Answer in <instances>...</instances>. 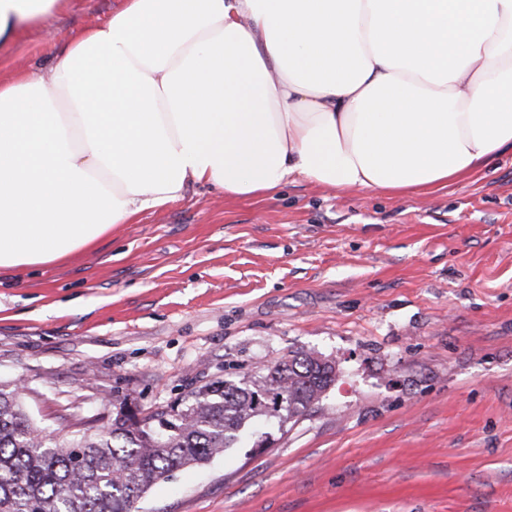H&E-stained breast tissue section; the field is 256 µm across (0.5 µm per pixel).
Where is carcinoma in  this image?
Masks as SVG:
<instances>
[{"mask_svg": "<svg viewBox=\"0 0 512 512\" xmlns=\"http://www.w3.org/2000/svg\"><path fill=\"white\" fill-rule=\"evenodd\" d=\"M336 380L314 353L254 375L214 381L168 409L166 419L112 418L106 432L48 437L27 413L17 381L0 380V509L133 512L157 481L237 447L258 420L296 423Z\"/></svg>", "mask_w": 512, "mask_h": 512, "instance_id": "carcinoma-1", "label": "carcinoma"}]
</instances>
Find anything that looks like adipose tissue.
<instances>
[{
  "mask_svg": "<svg viewBox=\"0 0 512 512\" xmlns=\"http://www.w3.org/2000/svg\"><path fill=\"white\" fill-rule=\"evenodd\" d=\"M65 0H0V52ZM512 151V0H124L0 74V269L179 200L430 192Z\"/></svg>",
  "mask_w": 512,
  "mask_h": 512,
  "instance_id": "adipose-tissue-1",
  "label": "adipose tissue"
}]
</instances>
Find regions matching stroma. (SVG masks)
Returning <instances> with one entry per match:
<instances>
[{"mask_svg": "<svg viewBox=\"0 0 512 512\" xmlns=\"http://www.w3.org/2000/svg\"><path fill=\"white\" fill-rule=\"evenodd\" d=\"M121 4L67 0L0 72L54 67ZM297 352L336 365L310 415L139 512H512V153L425 194L191 183L89 251L0 272V377L50 431Z\"/></svg>", "mask_w": 512, "mask_h": 512, "instance_id": "1", "label": "stroma"}]
</instances>
